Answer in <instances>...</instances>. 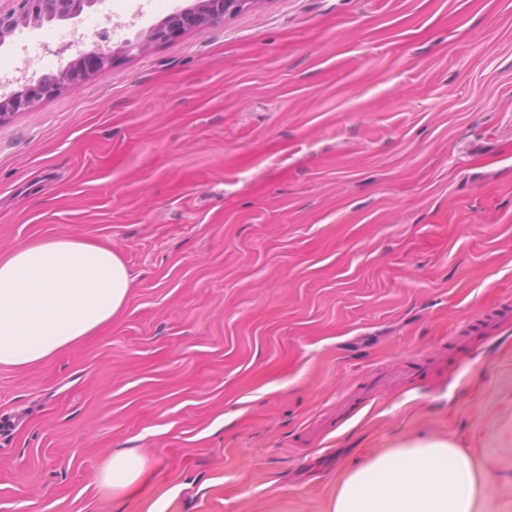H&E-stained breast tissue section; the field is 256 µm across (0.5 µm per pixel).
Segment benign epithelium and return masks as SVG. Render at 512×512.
<instances>
[{
  "label": "benign epithelium",
  "mask_w": 512,
  "mask_h": 512,
  "mask_svg": "<svg viewBox=\"0 0 512 512\" xmlns=\"http://www.w3.org/2000/svg\"><path fill=\"white\" fill-rule=\"evenodd\" d=\"M14 6L0 8V45L18 30L38 28L45 22L67 21L79 16L97 0H11ZM258 0H195L189 10L178 12L151 28L144 39L127 41L122 53L129 55L149 43H163L190 28H202L224 22ZM94 59V74L106 75L112 68L114 53L99 48L82 53L57 73L48 76L0 80V122L33 109L44 98L67 88H75L83 79L85 59Z\"/></svg>",
  "instance_id": "obj_1"
}]
</instances>
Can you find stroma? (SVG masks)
Masks as SVG:
<instances>
[{
  "mask_svg": "<svg viewBox=\"0 0 512 512\" xmlns=\"http://www.w3.org/2000/svg\"><path fill=\"white\" fill-rule=\"evenodd\" d=\"M189 3L66 22L112 70L0 122V258L71 234L135 274L96 336L0 365V512H330L421 440L512 512V337L480 346L512 316V0H259L121 54ZM146 465L143 457L133 450L112 455L103 472L102 485L114 493L132 490L144 477Z\"/></svg>",
  "mask_w": 512,
  "mask_h": 512,
  "instance_id": "stroma-1",
  "label": "stroma"
}]
</instances>
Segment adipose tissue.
Instances as JSON below:
<instances>
[{
  "instance_id": "obj_1",
  "label": "adipose tissue",
  "mask_w": 512,
  "mask_h": 512,
  "mask_svg": "<svg viewBox=\"0 0 512 512\" xmlns=\"http://www.w3.org/2000/svg\"><path fill=\"white\" fill-rule=\"evenodd\" d=\"M132 270L111 244L71 235L19 247L0 260V364L26 368L97 332L124 306ZM143 457L113 454L102 485L132 490ZM492 484L452 442L419 441L351 471L332 512H479Z\"/></svg>"
}]
</instances>
